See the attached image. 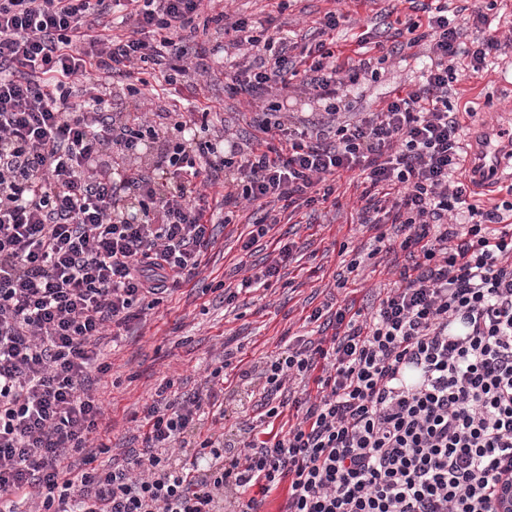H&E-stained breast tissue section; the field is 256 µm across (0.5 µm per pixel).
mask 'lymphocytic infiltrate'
Returning a JSON list of instances; mask_svg holds the SVG:
<instances>
[{"label": "lymphocytic infiltrate", "mask_w": 512, "mask_h": 512, "mask_svg": "<svg viewBox=\"0 0 512 512\" xmlns=\"http://www.w3.org/2000/svg\"><path fill=\"white\" fill-rule=\"evenodd\" d=\"M407 2L404 40L361 34L347 66L332 36L338 10L297 53L269 27L216 14L226 91L253 105L297 80L324 107L301 124L256 118L262 136L248 146L225 127L196 138L207 102L191 120L148 119L133 82L151 65L169 83L210 77L185 32L217 0H0V499L27 496L34 512H257L284 484V512H493L512 472V185L471 203L488 180L463 172L450 98L512 50V32L489 33L497 0L461 23L447 0ZM117 11L121 34L108 21ZM421 45V86L354 111L362 81ZM104 76L132 110L113 111ZM76 80L84 99L72 97ZM146 141L157 148L141 162ZM342 170L365 184L361 223L397 225L399 249L420 255L363 319L337 311L343 332L242 371L262 380L272 422L284 413L278 393L300 382L296 423L225 455L223 435L196 431L224 389L219 366L201 390L145 407L131 467L76 469L102 413L91 392L92 372L108 370L98 337L198 275L223 209L252 205L246 251L277 222L269 203L329 200L322 177ZM217 183L224 195L209 199ZM173 447L192 448L193 463Z\"/></svg>", "instance_id": "obj_1"}]
</instances>
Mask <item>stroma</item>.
I'll return each instance as SVG.
<instances>
[{
    "label": "stroma",
    "instance_id": "1",
    "mask_svg": "<svg viewBox=\"0 0 512 512\" xmlns=\"http://www.w3.org/2000/svg\"><path fill=\"white\" fill-rule=\"evenodd\" d=\"M344 18L336 31L345 56H353L355 41L364 32L392 38L396 20L404 18L399 0H226V13L257 22L273 18L289 36L313 32L329 9ZM421 64L415 60L390 61L378 81L366 82L354 102L356 108L378 105L393 91L410 89L420 81ZM458 101L465 132L492 122H504L512 107V72L491 70L465 76ZM153 109L187 111L206 98L217 105L225 125L244 133L250 119L241 98L224 91L223 77L211 82L178 78L174 84L153 82L146 90ZM340 205L318 204L302 210L295 222L276 225L271 236L261 239L251 254H242L239 237L247 233L245 216L215 228L202 273L182 285L133 321L120 336L98 340L99 359L109 364L106 374L95 376L93 390L104 415L93 434L94 444H105L96 465L125 464L131 450L142 445L143 431L133 414L152 403L160 383L170 380L176 391L201 388L215 367L224 369V390L232 398L224 404L223 419L206 415L201 430L235 439L240 423L256 419L258 409L248 396L251 385L242 383L240 372L300 339L320 338L322 329L311 321L314 309L330 320L337 309H370L378 305L398 279L404 254H372L375 239L391 234L387 224H358L353 218L363 187L356 173L341 174ZM293 242L294 249L278 276L263 286L243 287L252 266L261 265L277 241ZM360 259L357 271L347 272L352 259ZM232 302H224L225 292Z\"/></svg>",
    "mask_w": 512,
    "mask_h": 512
}]
</instances>
